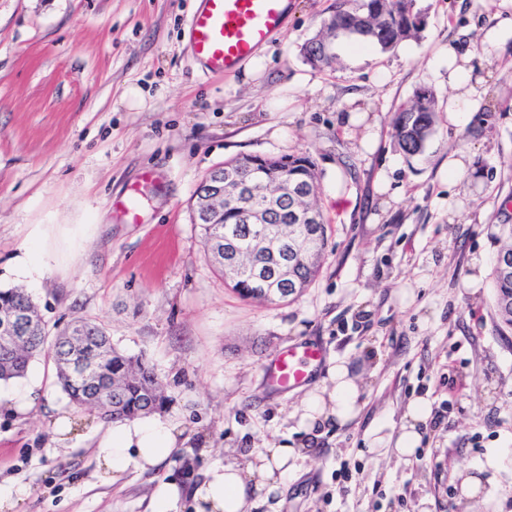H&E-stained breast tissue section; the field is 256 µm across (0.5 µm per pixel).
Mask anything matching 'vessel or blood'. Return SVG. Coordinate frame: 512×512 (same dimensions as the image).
I'll return each instance as SVG.
<instances>
[{
  "label": "vessel or blood",
  "mask_w": 512,
  "mask_h": 512,
  "mask_svg": "<svg viewBox=\"0 0 512 512\" xmlns=\"http://www.w3.org/2000/svg\"><path fill=\"white\" fill-rule=\"evenodd\" d=\"M287 0H201L188 21L189 44L206 76H224L251 60L278 31ZM324 360L321 347L303 342L276 350L263 369L274 391L306 385Z\"/></svg>",
  "instance_id": "1"
}]
</instances>
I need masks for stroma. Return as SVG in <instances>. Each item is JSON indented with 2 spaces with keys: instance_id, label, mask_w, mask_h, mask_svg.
<instances>
[{
  "instance_id": "35a3bbf8",
  "label": "stroma",
  "mask_w": 512,
  "mask_h": 512,
  "mask_svg": "<svg viewBox=\"0 0 512 512\" xmlns=\"http://www.w3.org/2000/svg\"><path fill=\"white\" fill-rule=\"evenodd\" d=\"M337 0H290L282 28L232 75L207 78L186 21L197 0H0V288L27 290L49 333L81 317L145 355L168 401L156 420L184 442L158 466L108 470L107 432L56 384L47 355L20 387L31 410L0 407V491L13 512H197L217 465L252 451L310 447L251 512H512V338L499 336L492 264L512 224V41L483 37L502 0H417L425 25L390 52L337 42L333 67L300 54ZM467 50L480 108L448 122L446 49ZM431 90L437 126L422 154L395 143L397 109ZM466 153L461 179L449 159ZM305 154L331 227L316 280L290 302L239 296L215 273L192 222L195 192L224 160ZM138 188L140 212L121 206ZM48 262L38 283L15 258L32 233ZM322 344L364 392L359 417L314 431L295 415L306 388L271 391L279 348ZM430 403L419 448L372 449L371 429L400 428ZM68 417L65 433L55 421ZM354 465L341 482V463ZM493 491L462 498L463 475Z\"/></svg>"
}]
</instances>
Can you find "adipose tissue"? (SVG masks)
I'll return each mask as SVG.
<instances>
[{"label":"adipose tissue","mask_w":512,"mask_h":512,"mask_svg":"<svg viewBox=\"0 0 512 512\" xmlns=\"http://www.w3.org/2000/svg\"><path fill=\"white\" fill-rule=\"evenodd\" d=\"M448 60L453 64L448 71V81L454 88L448 99V121L461 126L471 120L479 100L467 71L456 63V52H449ZM330 379L332 388L309 392L297 410L299 421L306 430H313L317 422L332 417L341 422L352 420L361 411L358 376L339 364L331 368ZM178 436L175 425L156 420L118 422L112 424L100 440L98 452L106 463L111 464L113 471L131 464L145 469L156 466L168 456L175 448ZM305 455L302 448L260 450L255 464L247 468L231 465L213 468L196 494L208 506L209 512H249L251 497L278 489L288 473L289 461Z\"/></svg>","instance_id":"ef3b65f1"}]
</instances>
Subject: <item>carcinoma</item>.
<instances>
[{"label": "carcinoma", "mask_w": 512, "mask_h": 512, "mask_svg": "<svg viewBox=\"0 0 512 512\" xmlns=\"http://www.w3.org/2000/svg\"><path fill=\"white\" fill-rule=\"evenodd\" d=\"M425 24L416 0H343L322 29L301 46V54L313 68L331 67L336 55L329 45L341 36H354L362 44L394 49L417 34ZM433 94L419 90L410 104L400 107L393 123V137L407 155L423 152L436 131ZM261 162V177L269 185L288 184V193L274 199L264 196L230 197L224 209L210 215L193 209V222L211 255L217 271L240 295L260 302L295 299L319 275L328 242V225L317 204L319 185L315 164L303 154L280 156L245 155L224 161L214 168L197 189L196 196L210 194L215 184L230 173L250 175L249 164ZM311 209V222L294 221L293 195ZM260 214L258 223H247L241 215ZM261 233L277 238L266 251H254ZM302 239L315 248L312 256H300L294 242ZM287 264L291 276L282 278L278 267ZM494 301L501 324L512 331V274L501 272L499 260L493 267ZM19 310L28 313V324L19 338L0 335V381L24 376L31 360L48 352L56 367L57 383L74 405L94 410L106 424L123 422L161 410L165 403L161 384L143 357L124 353L112 345L105 328L86 319H76L82 335L70 337L63 329L49 336L37 305L22 288L0 289V319ZM89 361L91 370L82 375L73 366Z\"/></svg>", "instance_id": "obj_1"}]
</instances>
